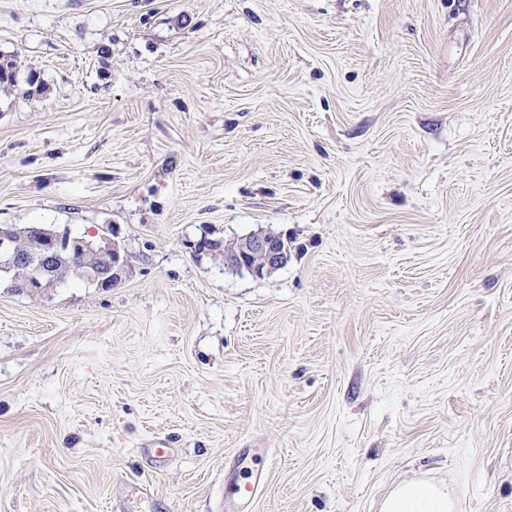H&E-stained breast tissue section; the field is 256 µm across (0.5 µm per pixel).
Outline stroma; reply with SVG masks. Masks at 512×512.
I'll return each instance as SVG.
<instances>
[{"instance_id":"35a3bbf8","label":"stroma","mask_w":512,"mask_h":512,"mask_svg":"<svg viewBox=\"0 0 512 512\" xmlns=\"http://www.w3.org/2000/svg\"><path fill=\"white\" fill-rule=\"evenodd\" d=\"M0 512H512V0H0ZM287 239L255 278L201 237ZM38 228L49 230L37 224L17 230V239L19 241L18 250L15 248L16 241L14 236L4 229H0L1 268L10 270L17 267V254L19 251V256L25 262L22 266L31 262L39 264L47 271L50 283L53 285L54 283L63 282L68 278L88 281L90 270L97 271L105 278L112 273L113 265H115L117 260H121L122 262L119 250L114 244V251H112V241L107 236L101 235L97 240L87 243L86 250L85 248L81 250L83 242L89 239H86L85 235H73L69 228H64L60 231L61 244L49 254H44V252L48 248L52 249L57 239L50 233H44L39 237L37 245L41 249V252H43L42 259L39 257H31L27 262V252L30 248L31 241L35 238ZM80 250L82 254H79L78 259L83 260L76 262L73 260V257H75L76 253ZM87 252H95L96 254H88V256H86ZM118 255L120 257H118ZM85 256L89 266H87L84 261ZM27 268V277L24 281L25 288H31L33 291L44 288L43 279L46 274H41L37 268H31L29 266H27ZM11 280L14 283V288H24L21 279L16 277L15 269L13 270ZM269 448H239L233 470L224 473L220 507L225 512H252L266 481L270 461ZM455 500L445 487L424 482L397 484L384 498L381 512H454Z\"/></svg>"}]
</instances>
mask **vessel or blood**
Segmentation results:
<instances>
[{"mask_svg": "<svg viewBox=\"0 0 512 512\" xmlns=\"http://www.w3.org/2000/svg\"><path fill=\"white\" fill-rule=\"evenodd\" d=\"M270 453L265 448H241L234 455L233 469L225 473L220 495L223 512H252L266 481Z\"/></svg>", "mask_w": 512, "mask_h": 512, "instance_id": "vessel-or-blood-1", "label": "vessel or blood"}]
</instances>
